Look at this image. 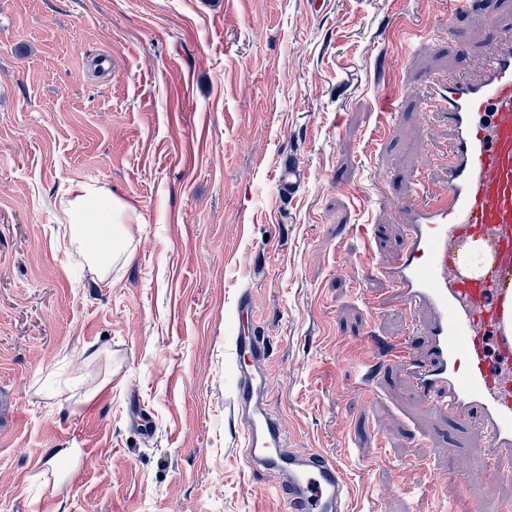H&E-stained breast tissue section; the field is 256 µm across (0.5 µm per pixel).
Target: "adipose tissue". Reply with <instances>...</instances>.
Masks as SVG:
<instances>
[{"mask_svg": "<svg viewBox=\"0 0 512 512\" xmlns=\"http://www.w3.org/2000/svg\"><path fill=\"white\" fill-rule=\"evenodd\" d=\"M68 193L69 197L63 203L66 214L71 219L82 218L83 223L73 229L70 238L62 241L61 246L68 252L79 251L98 267L100 274H107L112 258L95 248L93 227L102 223L107 213L122 211L123 205L117 200L104 201L100 188L87 183L72 185Z\"/></svg>", "mask_w": 512, "mask_h": 512, "instance_id": "adipose-tissue-1", "label": "adipose tissue"}]
</instances>
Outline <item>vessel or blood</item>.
<instances>
[{
  "label": "vessel or blood",
  "mask_w": 512,
  "mask_h": 512,
  "mask_svg": "<svg viewBox=\"0 0 512 512\" xmlns=\"http://www.w3.org/2000/svg\"><path fill=\"white\" fill-rule=\"evenodd\" d=\"M375 118L385 137L404 91L383 88ZM429 105L448 126L443 190L415 182L391 209L401 224L397 257L373 273L390 283L370 297L371 313L404 311L412 332L377 364L404 371L434 411L473 437L486 481L512 474V29L473 78L439 79ZM306 170L286 160L276 173L282 194L295 196ZM233 406L245 425L251 471L271 478L288 512H352L349 480L324 453L289 447L267 399V343L258 336L255 299L237 302ZM458 495L468 512H507L465 474Z\"/></svg>",
  "instance_id": "obj_1"
}]
</instances>
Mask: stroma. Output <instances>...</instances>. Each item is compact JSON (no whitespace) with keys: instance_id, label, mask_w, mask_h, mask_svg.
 I'll use <instances>...</instances> for the list:
<instances>
[{"instance_id":"obj_1","label":"stroma","mask_w":512,"mask_h":512,"mask_svg":"<svg viewBox=\"0 0 512 512\" xmlns=\"http://www.w3.org/2000/svg\"><path fill=\"white\" fill-rule=\"evenodd\" d=\"M394 15L446 19L440 0H0V512H281L233 411L245 291L289 446L340 462L354 512H460L444 475L480 479L469 437L403 372L358 386L363 336L409 330L367 308L401 227L361 198L437 180L448 131L422 104L474 73L512 0H465L454 46L393 44ZM289 156L307 179L281 201ZM86 181L127 207L105 276L56 248ZM370 219L371 245L349 232ZM378 95L382 100V111L376 114L374 131L377 137L382 138L391 131L394 121L401 112L400 104L404 91L400 86L394 85L384 87Z\"/></svg>"}]
</instances>
